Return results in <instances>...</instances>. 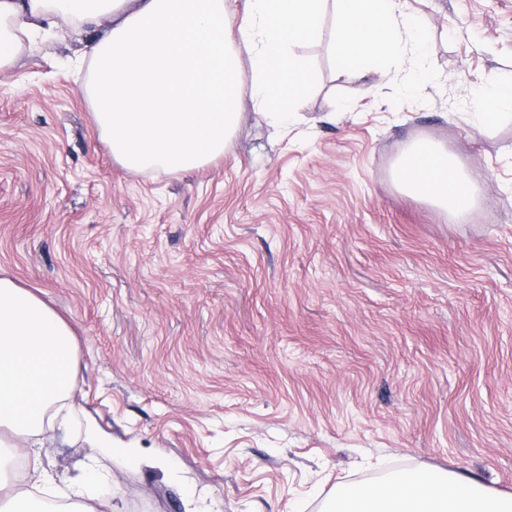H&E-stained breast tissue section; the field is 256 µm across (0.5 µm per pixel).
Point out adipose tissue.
<instances>
[{
  "mask_svg": "<svg viewBox=\"0 0 512 512\" xmlns=\"http://www.w3.org/2000/svg\"><path fill=\"white\" fill-rule=\"evenodd\" d=\"M405 3L245 0L233 31L228 0H0V75L45 26L92 31L109 18L110 29L89 53L86 87L101 138L128 170L189 172L223 156L241 120L242 93L273 125H288L314 80L296 48L319 35L326 11L342 25L334 51L345 71H381L404 31L426 48L424 28ZM395 179L459 223L475 204L476 187L456 158L426 141L399 159ZM77 370L69 325L1 276L0 490L8 496L0 512H47L40 493L51 490L52 479L39 471L35 491H13L14 463L24 448L39 465L43 435L69 417ZM325 512H512V496L488 493L458 474L391 473L372 485H338Z\"/></svg>",
  "mask_w": 512,
  "mask_h": 512,
  "instance_id": "ef3b65f1",
  "label": "adipose tissue"
}]
</instances>
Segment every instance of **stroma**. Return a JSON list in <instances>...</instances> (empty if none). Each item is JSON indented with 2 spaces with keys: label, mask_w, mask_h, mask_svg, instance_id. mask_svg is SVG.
<instances>
[{
  "label": "stroma",
  "mask_w": 512,
  "mask_h": 512,
  "mask_svg": "<svg viewBox=\"0 0 512 512\" xmlns=\"http://www.w3.org/2000/svg\"><path fill=\"white\" fill-rule=\"evenodd\" d=\"M408 11L428 49L404 37L382 78L342 74L326 14L295 122L242 95L191 172L113 158L72 65L89 32L37 35L0 77V272L78 345L51 512L89 463L112 512H322L415 469L512 495V114L475 93L512 76V0ZM423 140L477 188L464 223L395 180Z\"/></svg>",
  "instance_id": "35a3bbf8"
}]
</instances>
